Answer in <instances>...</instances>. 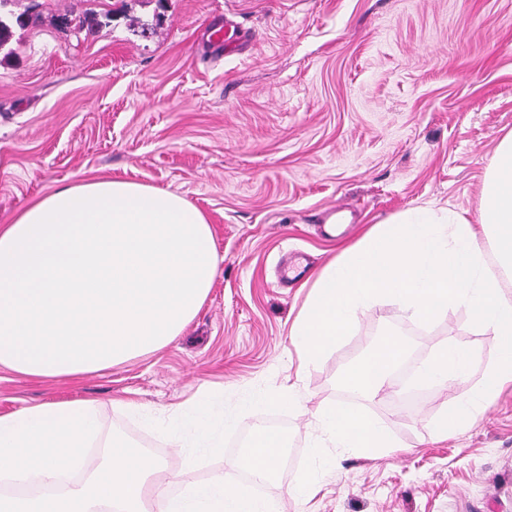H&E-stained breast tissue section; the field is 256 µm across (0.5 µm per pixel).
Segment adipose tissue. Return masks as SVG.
I'll list each match as a JSON object with an SVG mask.
<instances>
[{
    "mask_svg": "<svg viewBox=\"0 0 512 512\" xmlns=\"http://www.w3.org/2000/svg\"><path fill=\"white\" fill-rule=\"evenodd\" d=\"M221 261L208 218L179 194L112 178L60 187L0 225V369L76 378L161 351L197 315ZM403 354L386 335L340 384L370 395ZM472 361V350L452 340L416 377L441 386L467 375ZM179 415L189 422L181 447L219 451L208 401ZM319 422L346 451L394 445L368 415L328 407Z\"/></svg>",
    "mask_w": 512,
    "mask_h": 512,
    "instance_id": "1",
    "label": "adipose tissue"
}]
</instances>
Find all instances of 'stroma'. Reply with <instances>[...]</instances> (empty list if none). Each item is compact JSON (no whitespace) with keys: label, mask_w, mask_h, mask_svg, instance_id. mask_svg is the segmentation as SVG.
I'll return each instance as SVG.
<instances>
[{"label":"stroma","mask_w":512,"mask_h":512,"mask_svg":"<svg viewBox=\"0 0 512 512\" xmlns=\"http://www.w3.org/2000/svg\"><path fill=\"white\" fill-rule=\"evenodd\" d=\"M0 17V222L55 189L102 177L178 193L200 208L223 261L183 336L161 352L73 380L0 371V413L90 399L103 440L120 435L172 459L176 409L205 398L237 415L220 452L184 466L249 486L240 448L276 422L287 464L259 494L280 512H512V386L439 437L443 410L469 400L501 338L464 308L428 323L384 301L304 373L290 330L306 283L375 222L432 203L478 215L486 171L512 130V0H8ZM233 20L228 53L212 30ZM351 212L347 234L322 230ZM403 326L420 364L448 339L468 376L368 397L338 378L377 336ZM136 409H128V402ZM336 406L377 417L395 449L333 447L319 421ZM322 486L295 491L302 475Z\"/></svg>","instance_id":"stroma-1"}]
</instances>
